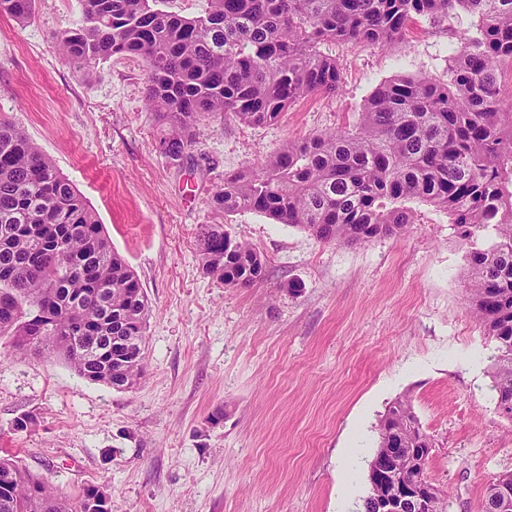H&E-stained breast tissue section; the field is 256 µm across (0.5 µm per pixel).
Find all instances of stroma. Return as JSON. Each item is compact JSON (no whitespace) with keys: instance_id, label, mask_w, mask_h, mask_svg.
<instances>
[{"instance_id":"obj_1","label":"stroma","mask_w":512,"mask_h":512,"mask_svg":"<svg viewBox=\"0 0 512 512\" xmlns=\"http://www.w3.org/2000/svg\"><path fill=\"white\" fill-rule=\"evenodd\" d=\"M81 22L80 0H37L25 24L0 15V119L76 186L136 274L146 368L118 390L0 343V451L63 493L103 487L112 512H361L379 422L406 395L435 441L425 474L448 512H480L512 471V421L496 408L495 343L470 314L469 246L447 213L412 202L408 233L346 247L210 207L226 175L286 141L353 128L379 84L447 78L474 17L415 18L388 49L323 44L343 72L336 95L269 125L205 118L178 168L159 151L141 58L112 56L89 78L61 57L59 37ZM202 224L259 251L263 283L205 274Z\"/></svg>"}]
</instances>
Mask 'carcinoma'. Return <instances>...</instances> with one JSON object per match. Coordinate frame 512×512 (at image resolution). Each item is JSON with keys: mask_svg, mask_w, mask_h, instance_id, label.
<instances>
[{"mask_svg": "<svg viewBox=\"0 0 512 512\" xmlns=\"http://www.w3.org/2000/svg\"><path fill=\"white\" fill-rule=\"evenodd\" d=\"M81 2L83 24L59 39L63 57L88 75L117 54L143 59L146 101L172 161L185 157L205 116L266 125L304 97L335 94L343 74L319 50L326 41L390 46L416 16L477 18L448 80L380 84L354 129L286 142L260 169L224 177L211 206L226 216L258 212L347 246L405 234L410 201L446 211L470 245L468 306L496 343V407L512 420V99L498 91L512 68V0H209L194 18L158 7L164 0ZM35 9L36 0H0V14L20 23ZM197 241L203 271L224 287L262 282L252 272L266 268L265 258L224 225H200ZM146 311L134 272L82 195L0 120V338L16 355L41 341L80 376L132 388L145 371ZM114 336L140 352L118 371ZM396 440L409 460L435 447L407 396L380 421L370 468L384 467ZM94 492L62 494L0 454V512H91Z\"/></svg>", "mask_w": 512, "mask_h": 512, "instance_id": "obj_1", "label": "carcinoma"}]
</instances>
